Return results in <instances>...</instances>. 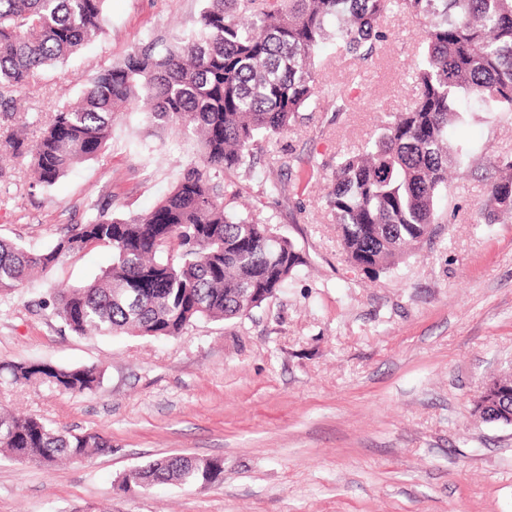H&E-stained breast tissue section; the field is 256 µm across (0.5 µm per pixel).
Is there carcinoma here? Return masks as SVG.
Segmentation results:
<instances>
[{"label": "carcinoma", "instance_id": "carcinoma-1", "mask_svg": "<svg viewBox=\"0 0 512 512\" xmlns=\"http://www.w3.org/2000/svg\"><path fill=\"white\" fill-rule=\"evenodd\" d=\"M106 0H0V112L43 69L67 59L105 23ZM399 10L421 22L424 53L411 72L418 93L362 149L336 160L326 206L352 267L377 274L431 240L448 221L437 209L453 196L450 170L482 169L449 128L460 105L512 117V0H204L193 29L154 38L86 79L80 100L53 112L34 144L11 135L15 155L32 158L51 187L95 159L112 137L115 112L195 139L198 160L149 212L116 217L110 207L73 224L48 247L0 240V294L48 274L94 245L112 250L101 275L54 292L53 311L75 334L177 336L206 318L246 317L274 298L303 259L267 223L232 209L224 174L252 172L262 143L288 131L318 97V51L363 66L388 40L381 21ZM494 172L482 219L512 216V155L487 159ZM15 383L41 381L67 393L96 391L103 370L35 360L0 365ZM112 451L97 432L57 429L0 410V453L51 467ZM224 479L220 459L174 454L125 474L122 490L160 483L202 487Z\"/></svg>", "mask_w": 512, "mask_h": 512}]
</instances>
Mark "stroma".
I'll return each mask as SVG.
<instances>
[{"label":"stroma","mask_w":512,"mask_h":512,"mask_svg":"<svg viewBox=\"0 0 512 512\" xmlns=\"http://www.w3.org/2000/svg\"><path fill=\"white\" fill-rule=\"evenodd\" d=\"M203 0H108L102 34L43 70L0 116L37 140L84 78L136 45L194 27ZM378 56L356 68L319 53L322 92L251 175L225 174L250 209L290 239L304 262L277 296L244 318L201 319L174 337L79 336L40 308L51 289L99 275L112 253L91 247L0 298V362L97 365L93 394L0 376V406L58 428L100 433L109 452L47 469L0 458V512H512V426L481 421L490 376L512 369V223L483 224L488 174H462L436 237L370 276L344 260L325 196L338 155L374 138L414 88L417 22L383 21ZM344 89L347 104L331 100ZM452 144L472 156L512 155V118L466 112ZM196 158L190 140L120 115L98 158L52 187L0 146V238L50 245L94 205L151 210ZM283 187L266 196L269 181ZM182 453L224 462L209 487L121 491L132 468Z\"/></svg>","instance_id":"stroma-1"}]
</instances>
